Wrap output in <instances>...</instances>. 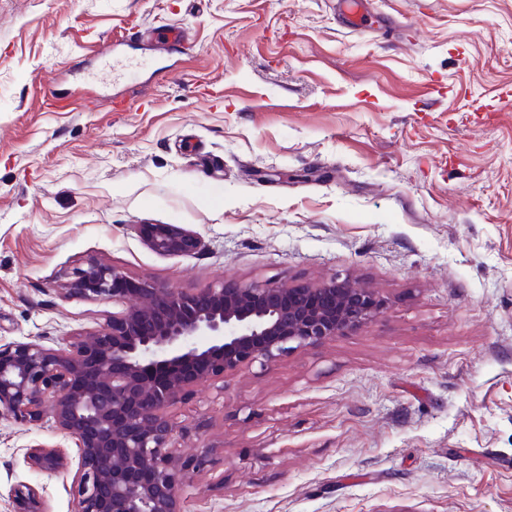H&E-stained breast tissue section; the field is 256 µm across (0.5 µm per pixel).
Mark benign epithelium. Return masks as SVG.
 <instances>
[{
  "label": "benign epithelium",
  "mask_w": 512,
  "mask_h": 512,
  "mask_svg": "<svg viewBox=\"0 0 512 512\" xmlns=\"http://www.w3.org/2000/svg\"><path fill=\"white\" fill-rule=\"evenodd\" d=\"M138 230L162 255L201 247L196 233L173 224ZM63 291L122 310L54 347L0 345V415L31 425L48 415L77 442L76 512H182L180 491L207 458L172 451L169 408L194 387L346 335L386 305L378 289L347 277L306 286L222 281L187 293L94 258ZM27 458L42 471L62 466L59 451L43 445ZM13 492L15 512H47L37 488Z\"/></svg>",
  "instance_id": "obj_1"
}]
</instances>
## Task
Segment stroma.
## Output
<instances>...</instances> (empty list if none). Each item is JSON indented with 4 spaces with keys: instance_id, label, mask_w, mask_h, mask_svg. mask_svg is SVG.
<instances>
[{
    "instance_id": "obj_1",
    "label": "stroma",
    "mask_w": 512,
    "mask_h": 512,
    "mask_svg": "<svg viewBox=\"0 0 512 512\" xmlns=\"http://www.w3.org/2000/svg\"><path fill=\"white\" fill-rule=\"evenodd\" d=\"M141 22L188 49L127 38ZM139 224L203 247L159 255ZM91 257L387 300L170 408L212 461L184 512H512V0H369L355 30L336 0H0V344L110 317L61 289ZM78 454L51 418H0V512L21 484L73 512ZM27 458L32 466L42 471L55 472L62 466L59 451L43 445L31 446L27 452Z\"/></svg>"
}]
</instances>
